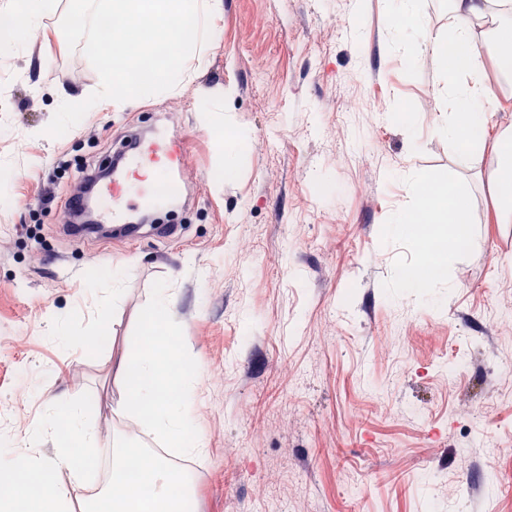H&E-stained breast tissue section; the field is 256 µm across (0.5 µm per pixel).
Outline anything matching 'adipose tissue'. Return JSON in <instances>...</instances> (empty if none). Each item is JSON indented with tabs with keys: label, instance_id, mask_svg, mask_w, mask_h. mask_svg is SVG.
Wrapping results in <instances>:
<instances>
[{
	"label": "adipose tissue",
	"instance_id": "1",
	"mask_svg": "<svg viewBox=\"0 0 512 512\" xmlns=\"http://www.w3.org/2000/svg\"><path fill=\"white\" fill-rule=\"evenodd\" d=\"M450 23L447 43L438 44L443 60L466 55L469 68L448 81V111L444 115L448 136L475 146L473 130H484L486 116L482 103L490 101L482 54L473 37V26L487 16L488 0H449ZM128 383L123 408L148 415L151 428L168 448L180 456L203 453L205 444L190 420L192 401L186 387L195 378V365L183 362L173 336L160 333L138 347L122 365Z\"/></svg>",
	"mask_w": 512,
	"mask_h": 512
}]
</instances>
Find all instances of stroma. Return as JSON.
I'll use <instances>...</instances> for the list:
<instances>
[{
    "label": "stroma",
    "instance_id": "stroma-1",
    "mask_svg": "<svg viewBox=\"0 0 512 512\" xmlns=\"http://www.w3.org/2000/svg\"><path fill=\"white\" fill-rule=\"evenodd\" d=\"M211 4L214 37L182 85L99 101L57 138L44 130L60 103L100 87L62 32L68 0L0 44V436L53 456L30 441L40 417L86 392L100 456L120 437L167 455L145 415L118 409L121 364L165 288L164 325L198 367L196 512H512V223L491 178L512 79L493 28L474 35L499 105L470 152L445 129L433 49L449 0H414L423 29L403 33L387 0ZM149 121L189 131L188 223L71 235L77 175L45 208L43 170L100 164ZM229 129L242 144L228 174ZM430 182L462 193L470 222L439 275L405 288L421 253L388 227Z\"/></svg>",
    "mask_w": 512,
    "mask_h": 512
}]
</instances>
